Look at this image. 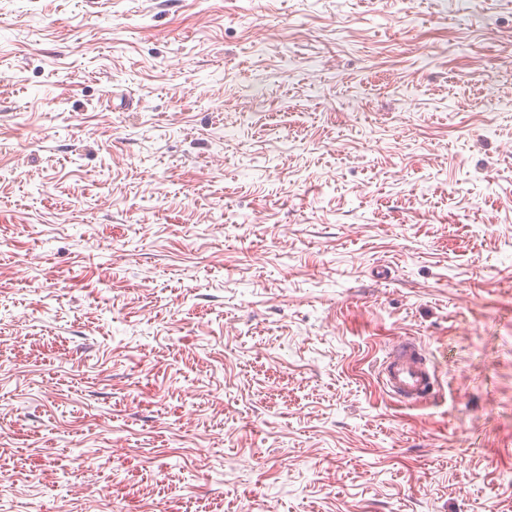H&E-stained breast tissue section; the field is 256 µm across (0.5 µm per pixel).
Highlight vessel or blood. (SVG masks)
Wrapping results in <instances>:
<instances>
[{
  "instance_id": "vessel-or-blood-1",
  "label": "vessel or blood",
  "mask_w": 512,
  "mask_h": 512,
  "mask_svg": "<svg viewBox=\"0 0 512 512\" xmlns=\"http://www.w3.org/2000/svg\"><path fill=\"white\" fill-rule=\"evenodd\" d=\"M378 375L387 391L401 401L425 399L433 388L436 366L422 346L402 342L387 350L378 366Z\"/></svg>"
}]
</instances>
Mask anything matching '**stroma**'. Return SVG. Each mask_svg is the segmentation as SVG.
Listing matches in <instances>:
<instances>
[{"label":"stroma","mask_w":512,"mask_h":512,"mask_svg":"<svg viewBox=\"0 0 512 512\" xmlns=\"http://www.w3.org/2000/svg\"><path fill=\"white\" fill-rule=\"evenodd\" d=\"M0 512H512V0H0ZM378 375L387 391L403 402L425 399L433 388L435 363L415 341H404L387 350L379 362Z\"/></svg>","instance_id":"35a3bbf8"}]
</instances>
